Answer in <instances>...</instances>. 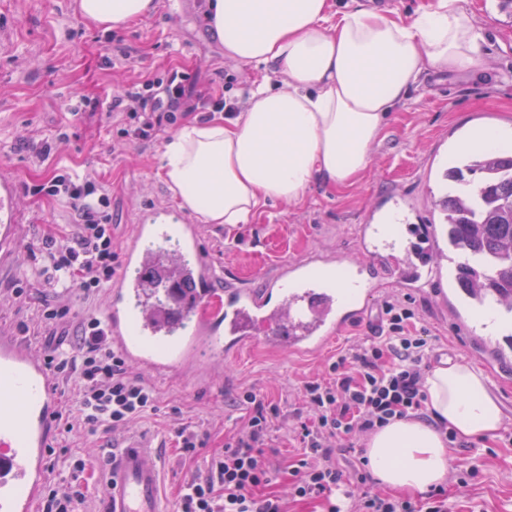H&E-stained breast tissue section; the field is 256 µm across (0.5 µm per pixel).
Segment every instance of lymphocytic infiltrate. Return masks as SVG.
<instances>
[{
    "label": "lymphocytic infiltrate",
    "mask_w": 512,
    "mask_h": 512,
    "mask_svg": "<svg viewBox=\"0 0 512 512\" xmlns=\"http://www.w3.org/2000/svg\"><path fill=\"white\" fill-rule=\"evenodd\" d=\"M233 109L223 96L171 71L113 94L103 116L125 114L128 123L121 135L147 140L186 113ZM32 192L66 199L78 217L74 236L50 233L42 242L45 287L94 294L119 265L109 195L94 181L64 170L34 185ZM381 313L377 340L337 353L325 380L305 384L309 418L297 429L299 448L287 469L273 466L267 456L277 406L244 390L238 401L250 410L247 421L225 436L223 449L209 455L204 473L182 487L178 512H288L292 502L315 504L323 512H448V495L441 488L415 502L370 490V476L356 459V441L393 420L421 415L427 401L432 346L426 330L415 326L416 313L408 301H384ZM49 361L56 376L80 378L63 433L77 426L90 432L100 426L116 431L156 407L154 390L132 376L94 314L80 323L77 347L55 351ZM283 472L288 475L284 496L270 490Z\"/></svg>",
    "instance_id": "obj_1"
}]
</instances>
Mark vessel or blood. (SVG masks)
<instances>
[{
    "label": "vessel or blood",
    "instance_id": "1",
    "mask_svg": "<svg viewBox=\"0 0 512 512\" xmlns=\"http://www.w3.org/2000/svg\"><path fill=\"white\" fill-rule=\"evenodd\" d=\"M20 188L0 177V263L21 236ZM169 208L140 212L120 269L104 286L101 323L124 360L156 377L201 376L255 344L314 357L366 322L374 294L396 287L475 337L479 359L512 379V308L485 309L448 282V238L436 224L408 223L393 199L392 224L368 221L357 257L311 254L287 261L260 285L216 286L218 269L200 228L174 224ZM62 414L49 360L0 328V512H35L48 483L49 450ZM103 512H168L158 446L127 434L105 459Z\"/></svg>",
    "mask_w": 512,
    "mask_h": 512
}]
</instances>
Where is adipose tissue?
Returning a JSON list of instances; mask_svg holds the SVG:
<instances>
[{
    "mask_svg": "<svg viewBox=\"0 0 512 512\" xmlns=\"http://www.w3.org/2000/svg\"><path fill=\"white\" fill-rule=\"evenodd\" d=\"M156 0H78L107 29L149 17ZM204 22L241 66L273 67L279 86L251 89L241 112L184 122L165 142L160 171L182 210L205 224H248L272 202L293 204L314 182L355 183L391 112L432 74L484 64L485 31L462 0H429L410 19L374 0H209ZM426 419H399L372 434L374 478L399 493L443 484L445 422L463 438L489 437L502 411L487 376L447 363L426 377Z\"/></svg>",
    "mask_w": 512,
    "mask_h": 512,
    "instance_id": "obj_1",
    "label": "adipose tissue"
}]
</instances>
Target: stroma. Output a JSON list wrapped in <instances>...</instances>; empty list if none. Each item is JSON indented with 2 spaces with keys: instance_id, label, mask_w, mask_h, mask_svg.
I'll list each match as a JSON object with an SVG mask.
<instances>
[{
  "instance_id": "obj_1",
  "label": "stroma",
  "mask_w": 512,
  "mask_h": 512,
  "mask_svg": "<svg viewBox=\"0 0 512 512\" xmlns=\"http://www.w3.org/2000/svg\"><path fill=\"white\" fill-rule=\"evenodd\" d=\"M207 0H158L156 12L124 30L90 25L78 11L77 0H0V176L18 180L25 189L18 263L0 264V295L16 284L28 286L43 300L56 302L39 277L32 251L53 230L75 233L66 201L27 194V186L44 181L54 171L66 170L98 181L111 196L112 240L126 245L139 211L145 207H176L159 176L164 137L148 140L122 138L123 118L113 124L100 119L97 103L109 100L127 85L164 77L169 69L184 73L198 86L211 88L227 101L244 105L261 73L238 66L224 57V47L202 23ZM487 33L486 68L479 77L432 75L409 93L393 112L383 140L374 145L365 175L352 187L327 189L313 184L295 204H268L248 224L225 228L201 227L205 247L217 263L221 288L258 282L272 265L330 250L355 256V235L369 210L381 199L399 193L416 208L426 203L422 169L437 151L444 135L465 131L478 120L512 125V25L493 0H467ZM126 47V60L113 62V45ZM86 99L85 112L73 120L70 101ZM68 139L44 161L36 160L32 143L57 132ZM102 293L77 297L68 324L40 330L37 344L50 351L71 347L83 316L99 311ZM417 324L437 346L438 362L465 363L470 345L461 333L434 317L424 302H414ZM367 331L354 328L331 348L312 358L273 353L256 345L224 364L219 384L180 376L150 379L157 394L156 411L137 420L142 433L152 435L162 448L165 492L176 502L180 487L205 466L210 452L223 448L224 436L244 422L249 411L237 401L252 389L276 404L272 446L268 454L281 463L295 456L294 428L306 416L303 386L322 379L340 351L369 340ZM202 426L209 435L195 458L182 460L175 430ZM111 429L78 430L58 440L53 458V480L70 478L74 459L100 464L112 446ZM472 451H449L448 512H512V444L478 437ZM478 468L467 486L457 484L460 473Z\"/></svg>"
}]
</instances>
